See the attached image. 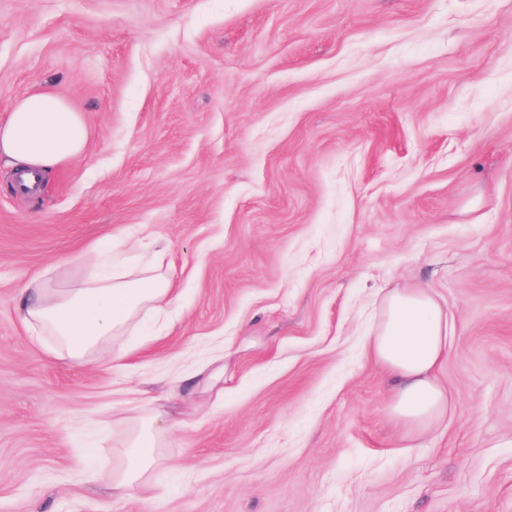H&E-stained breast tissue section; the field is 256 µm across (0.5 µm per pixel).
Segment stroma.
I'll use <instances>...</instances> for the list:
<instances>
[{"label": "stroma", "mask_w": 512, "mask_h": 512, "mask_svg": "<svg viewBox=\"0 0 512 512\" xmlns=\"http://www.w3.org/2000/svg\"><path fill=\"white\" fill-rule=\"evenodd\" d=\"M35 91L89 139L35 198L0 168V512H512V0H0V119ZM136 238L171 297L56 361L20 289ZM393 288L453 325L415 437ZM138 417L167 460L114 501Z\"/></svg>", "instance_id": "1"}]
</instances>
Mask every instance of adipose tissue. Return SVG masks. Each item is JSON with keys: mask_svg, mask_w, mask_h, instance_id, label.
<instances>
[{"mask_svg": "<svg viewBox=\"0 0 512 512\" xmlns=\"http://www.w3.org/2000/svg\"><path fill=\"white\" fill-rule=\"evenodd\" d=\"M88 141L81 113L61 97L38 91L18 100L0 121V165L27 178L35 192L51 169L79 157ZM170 282L156 268L120 263L69 286L53 287L43 272L23 288L19 308L28 331L51 332L56 358L80 364L134 326L145 307L168 298ZM381 319L366 343L370 354L395 381L393 416L408 430L421 431L445 417L451 407L435 371L448 352L453 326L423 290H392L379 303ZM158 431L143 419L131 429L112 471L99 475L111 496L124 500L148 489L163 462Z\"/></svg>", "mask_w": 512, "mask_h": 512, "instance_id": "adipose-tissue-1", "label": "adipose tissue"}]
</instances>
